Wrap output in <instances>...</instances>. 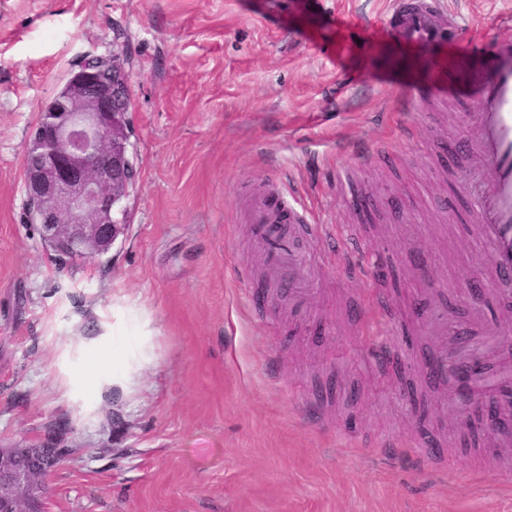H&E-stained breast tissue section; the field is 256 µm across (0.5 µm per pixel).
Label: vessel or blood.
Returning <instances> with one entry per match:
<instances>
[{"instance_id":"b4317fda","label":"vessel or blood","mask_w":512,"mask_h":512,"mask_svg":"<svg viewBox=\"0 0 512 512\" xmlns=\"http://www.w3.org/2000/svg\"><path fill=\"white\" fill-rule=\"evenodd\" d=\"M388 25L399 42L414 48L437 47L461 37L459 25L441 0H392ZM475 51L482 61L465 69L466 90L456 96L470 111L474 133L461 137L454 153L472 161V225L479 245L493 256L492 278L501 285V296L507 300L512 298V290L504 286L505 280L512 278V18L499 21L498 32L490 41L462 48L466 57ZM248 219L266 248L271 275L287 276L296 305L305 307L316 294L313 280L280 227L289 224L306 229L310 222L306 211L287 196L274 198L259 191L248 200ZM497 360V353L488 348L457 358L443 349L433 356L432 373L448 380L456 391L481 401L493 413L512 412V370H500L488 383L460 376L467 365Z\"/></svg>"}]
</instances>
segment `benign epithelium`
Here are the masks:
<instances>
[{
  "label": "benign epithelium",
  "instance_id": "obj_1",
  "mask_svg": "<svg viewBox=\"0 0 512 512\" xmlns=\"http://www.w3.org/2000/svg\"><path fill=\"white\" fill-rule=\"evenodd\" d=\"M120 55L87 56L45 105L25 152L30 221L70 258L107 253L123 231L116 214L137 182ZM55 448H0V512H42V477Z\"/></svg>",
  "mask_w": 512,
  "mask_h": 512
}]
</instances>
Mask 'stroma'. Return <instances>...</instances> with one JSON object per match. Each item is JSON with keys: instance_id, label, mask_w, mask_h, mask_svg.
Masks as SVG:
<instances>
[{"instance_id": "35a3bbf8", "label": "stroma", "mask_w": 512, "mask_h": 512, "mask_svg": "<svg viewBox=\"0 0 512 512\" xmlns=\"http://www.w3.org/2000/svg\"><path fill=\"white\" fill-rule=\"evenodd\" d=\"M466 37L512 0H443ZM0 0V448L60 449L46 512H512V443L427 418L376 352L401 299L504 329L462 299L472 245L455 44L419 52L390 0ZM121 54L139 178L95 257L55 253L29 222L23 161L44 104L89 55ZM378 200L386 240L346 183ZM293 194L321 224L302 253L316 303L275 297L241 195Z\"/></svg>"}]
</instances>
